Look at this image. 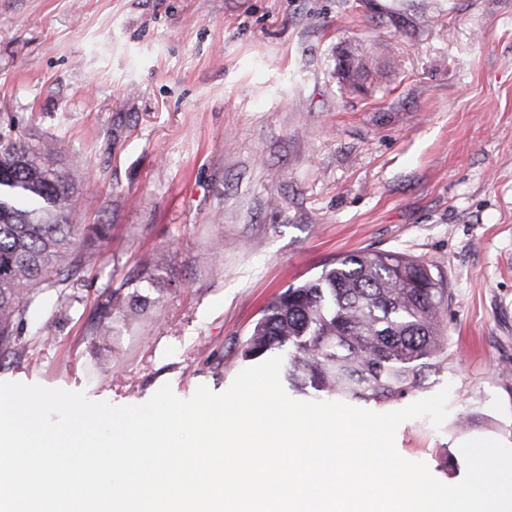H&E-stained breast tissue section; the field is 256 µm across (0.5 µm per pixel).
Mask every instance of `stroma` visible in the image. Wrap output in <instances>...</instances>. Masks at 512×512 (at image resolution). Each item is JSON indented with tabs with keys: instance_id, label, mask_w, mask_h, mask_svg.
I'll use <instances>...</instances> for the list:
<instances>
[{
	"instance_id": "obj_1",
	"label": "stroma",
	"mask_w": 512,
	"mask_h": 512,
	"mask_svg": "<svg viewBox=\"0 0 512 512\" xmlns=\"http://www.w3.org/2000/svg\"><path fill=\"white\" fill-rule=\"evenodd\" d=\"M6 126L62 143L79 220L112 243L67 304L30 309L0 382L222 392L275 295L394 250L443 277L452 363L449 422L405 421L398 453L455 484L463 441L512 446V0H0ZM153 251L162 298L94 341L106 287L133 291Z\"/></svg>"
}]
</instances>
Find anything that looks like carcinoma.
<instances>
[{"label": "carcinoma", "instance_id": "cac0c4a2", "mask_svg": "<svg viewBox=\"0 0 512 512\" xmlns=\"http://www.w3.org/2000/svg\"><path fill=\"white\" fill-rule=\"evenodd\" d=\"M109 241L106 224L75 222L74 187L47 155L0 134V356L47 288L75 276L91 253L76 240ZM150 303L137 290L99 307L93 335L112 336V311ZM448 289L422 259L399 251L346 254L315 278L290 286L263 309L241 355H286L288 385L338 400L401 401L451 369L443 315Z\"/></svg>", "mask_w": 512, "mask_h": 512}]
</instances>
